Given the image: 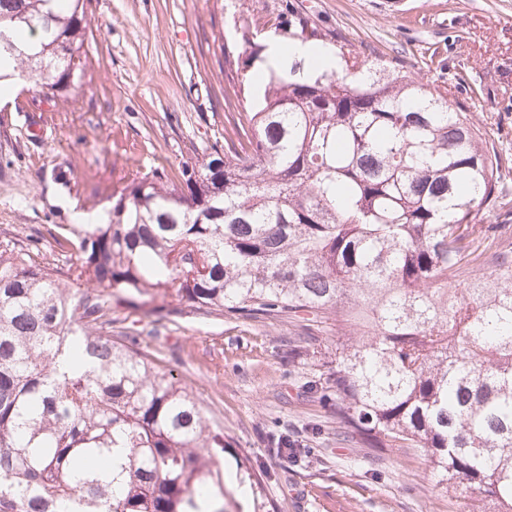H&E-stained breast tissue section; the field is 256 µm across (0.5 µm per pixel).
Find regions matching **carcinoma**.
<instances>
[{
	"instance_id": "carcinoma-1",
	"label": "carcinoma",
	"mask_w": 512,
	"mask_h": 512,
	"mask_svg": "<svg viewBox=\"0 0 512 512\" xmlns=\"http://www.w3.org/2000/svg\"><path fill=\"white\" fill-rule=\"evenodd\" d=\"M90 0H0V96L83 88ZM288 38L329 34L288 21ZM224 88V144L113 189L106 220L0 239V512H226L224 429L141 323L311 315L336 332L344 437L419 448L467 512H512V210L505 160L398 60ZM120 325L112 335V326Z\"/></svg>"
}]
</instances>
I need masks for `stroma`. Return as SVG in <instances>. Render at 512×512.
Here are the masks:
<instances>
[{
	"label": "stroma",
	"mask_w": 512,
	"mask_h": 512,
	"mask_svg": "<svg viewBox=\"0 0 512 512\" xmlns=\"http://www.w3.org/2000/svg\"><path fill=\"white\" fill-rule=\"evenodd\" d=\"M296 17L402 59L451 97H464L466 67L477 125L512 157V0H91L82 92L42 116L0 117V235L77 223L123 175L196 161L224 138L225 50L284 36ZM158 332L149 351L224 428L219 462L243 512H464L422 451L340 440L333 404L308 389L309 360L288 356L316 336L309 321L176 315ZM280 434L313 455L283 461L268 442ZM244 463L257 487L238 484Z\"/></svg>",
	"instance_id": "1"
}]
</instances>
